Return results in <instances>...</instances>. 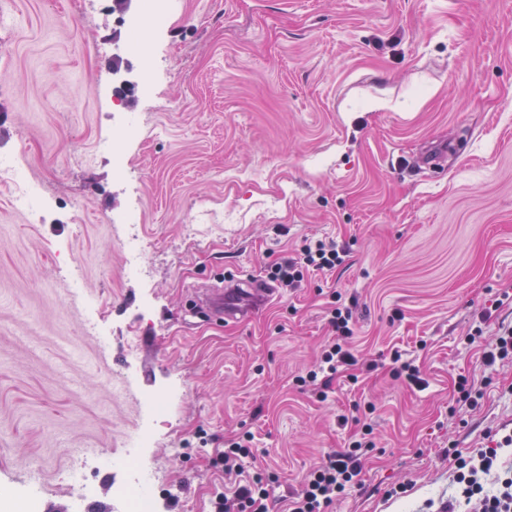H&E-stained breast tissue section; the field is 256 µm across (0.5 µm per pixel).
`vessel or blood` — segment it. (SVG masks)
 Masks as SVG:
<instances>
[{
  "mask_svg": "<svg viewBox=\"0 0 512 512\" xmlns=\"http://www.w3.org/2000/svg\"><path fill=\"white\" fill-rule=\"evenodd\" d=\"M275 294L274 288L256 277H229L193 300L194 310L214 322L243 321L263 312Z\"/></svg>",
  "mask_w": 512,
  "mask_h": 512,
  "instance_id": "1",
  "label": "vessel or blood"
}]
</instances>
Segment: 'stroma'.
I'll return each instance as SVG.
<instances>
[{
  "instance_id": "stroma-1",
  "label": "stroma",
  "mask_w": 512,
  "mask_h": 512,
  "mask_svg": "<svg viewBox=\"0 0 512 512\" xmlns=\"http://www.w3.org/2000/svg\"><path fill=\"white\" fill-rule=\"evenodd\" d=\"M8 2L0 151L50 198L30 223L0 178V512H121L126 475L105 460L143 433L158 512H209L235 482L211 459L247 432L285 512L365 425L361 483L328 512L455 503L456 456L512 428V360L481 359L512 324V0H166L148 59L101 0ZM118 59L150 72L149 95L119 104ZM131 118L119 177L101 145ZM443 142L441 172L410 170ZM306 238L335 240L344 263L247 322L185 321L195 290L266 278ZM336 296L359 378L337 373L321 398L294 379L333 338ZM395 349L425 389L393 376ZM462 376L477 408L455 403Z\"/></svg>"
}]
</instances>
